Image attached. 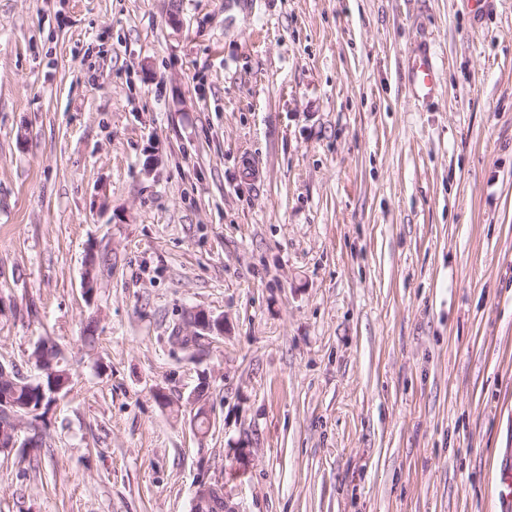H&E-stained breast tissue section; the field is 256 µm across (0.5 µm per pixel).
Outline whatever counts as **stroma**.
<instances>
[{
  "mask_svg": "<svg viewBox=\"0 0 512 512\" xmlns=\"http://www.w3.org/2000/svg\"><path fill=\"white\" fill-rule=\"evenodd\" d=\"M45 337L0 512H501L512 0H0V363ZM412 94L417 99L430 100L439 85L440 67L435 57L426 51H417L411 60ZM197 312L193 313L192 319H189L188 321V325L194 329L193 333L191 334L192 336H196L198 339H201L210 334H213L215 331H222V323L224 326L223 319H213L205 312L199 315L198 319H195ZM58 355H59V358H58V360L56 362V366H55V370H56L57 374L55 373V371L52 368H47L42 362L39 363V368L44 374L49 373L52 375V378L56 374V376L53 379H51V376H48L42 382L36 381V380H33V381L21 380L18 378H24V377L21 376L20 374H16V372H17L16 370H14L13 372L16 374V376L18 378H16L15 376H12L10 378H5L1 374L0 375L1 402L5 396L17 395V400H22L24 398H28L30 400L35 399V403L32 408H36L41 399L39 406L34 410V412H32L30 414L31 416H37V412L44 406V403L46 401L45 396H43L41 398V387H40L41 384H43L44 392L47 396H49L52 385L58 386L62 383H65L66 386L63 389L65 391H67V389L69 387L70 371H69L67 365L64 364V362H62L60 365L57 364L59 361L62 360L60 357V354H59V350H57L56 357ZM43 388H42V393H43ZM60 391H61V388L58 389L56 386H53L52 392H51V400L52 401L55 399V396ZM13 413L17 417L22 418V419L23 418H26V419L32 418V417L28 416L29 410L21 405L15 407V409L13 410ZM37 417L32 418L29 422H19V421L15 420L14 418H12L11 416H9V418L7 420V422H8L7 424H5L4 422L1 423V420H0V445H1V447L2 448H23L27 443H29V441H28V437H27L26 439H24L23 442H20L22 433L26 432V430H31L32 428H35V430H36ZM1 431H2V433L6 432L12 436V438L9 441L7 446H2V444H1ZM221 494H223L224 498V511H221L223 509V502L216 503L214 507L205 506L204 511H210V512H238L229 505L228 500L224 496V489L220 486H214L210 484H199L198 487L195 490L193 499H192V506H191V512H199L205 504L209 503L214 497H218Z\"/></svg>",
  "mask_w": 512,
  "mask_h": 512,
  "instance_id": "obj_1",
  "label": "stroma"
}]
</instances>
